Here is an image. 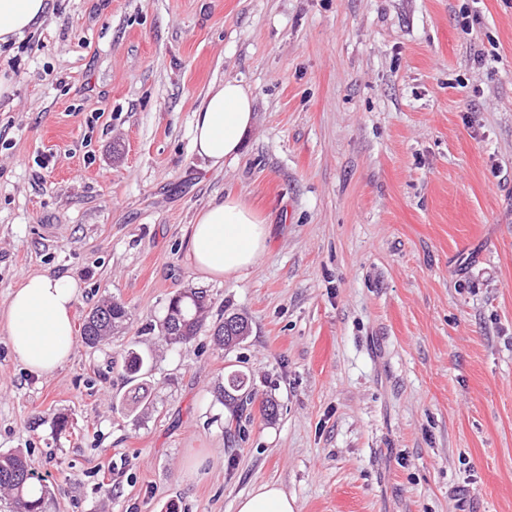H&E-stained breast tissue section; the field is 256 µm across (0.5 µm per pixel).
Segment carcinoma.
<instances>
[{"instance_id": "cac0c4a2", "label": "carcinoma", "mask_w": 512, "mask_h": 512, "mask_svg": "<svg viewBox=\"0 0 512 512\" xmlns=\"http://www.w3.org/2000/svg\"><path fill=\"white\" fill-rule=\"evenodd\" d=\"M210 308L207 294L194 289L173 297L160 325L158 333L171 345H188L195 340L204 327V314ZM128 311L120 301L106 300L93 308L85 317L82 341L95 347L115 331L124 327ZM250 332L248 319L241 315H230L214 328L213 337L218 344L231 347L242 342ZM130 389L131 401L147 404L148 381L151 371L149 357L139 351L128 354L123 364ZM248 376L240 370H232L224 381V400L241 404L252 399ZM0 492L7 495L11 512H43L49 494L43 479L32 471L26 458L19 454H0Z\"/></svg>"}]
</instances>
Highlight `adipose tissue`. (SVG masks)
Returning <instances> with one entry per match:
<instances>
[{
    "label": "adipose tissue",
    "mask_w": 512,
    "mask_h": 512,
    "mask_svg": "<svg viewBox=\"0 0 512 512\" xmlns=\"http://www.w3.org/2000/svg\"><path fill=\"white\" fill-rule=\"evenodd\" d=\"M50 0H0V44L23 39L42 22ZM256 122L254 101L240 82L213 84L193 114L192 147L208 169L219 171L237 157ZM267 229L259 216L234 197L210 202L190 226L188 257L207 281L247 272L266 249ZM77 282L36 274L11 292L0 323L15 357L36 375L52 373L73 354L72 310ZM237 512H296L295 501L274 483L237 501Z\"/></svg>",
    "instance_id": "1"
}]
</instances>
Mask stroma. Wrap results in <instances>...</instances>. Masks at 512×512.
I'll list each match as a JSON object with an SVG mask.
<instances>
[{"mask_svg":"<svg viewBox=\"0 0 512 512\" xmlns=\"http://www.w3.org/2000/svg\"><path fill=\"white\" fill-rule=\"evenodd\" d=\"M1 71L0 309L48 273L75 325L128 311L47 376L0 326V453L46 512H236L263 483L296 512H512V0H51ZM227 79L256 123L214 171L191 125ZM227 195L267 246L207 282L188 229ZM189 288L205 325L166 344ZM146 348L144 410L120 366ZM232 370L257 402L223 403ZM210 308L207 294L189 289L173 297L158 333L171 345H188L204 327V314ZM127 319L128 311L121 301L106 300L85 317L81 339L86 345L95 347L116 330L122 329ZM224 323H235L236 328L238 329L235 333L237 336L232 337L224 335ZM249 332L250 326L248 319L244 316L233 314L225 317L224 321L215 326L213 337L218 344L225 347H231L242 342L249 335Z\"/></svg>","mask_w":512,"mask_h":512,"instance_id":"35a3bbf8","label":"stroma"}]
</instances>
